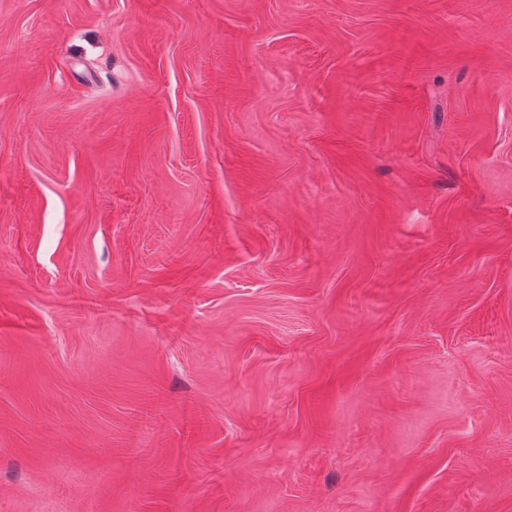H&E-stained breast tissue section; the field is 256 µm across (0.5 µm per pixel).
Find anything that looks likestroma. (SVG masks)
Instances as JSON below:
<instances>
[{
  "instance_id": "stroma-1",
  "label": "stroma",
  "mask_w": 512,
  "mask_h": 512,
  "mask_svg": "<svg viewBox=\"0 0 512 512\" xmlns=\"http://www.w3.org/2000/svg\"><path fill=\"white\" fill-rule=\"evenodd\" d=\"M0 512H512V0H0Z\"/></svg>"
}]
</instances>
